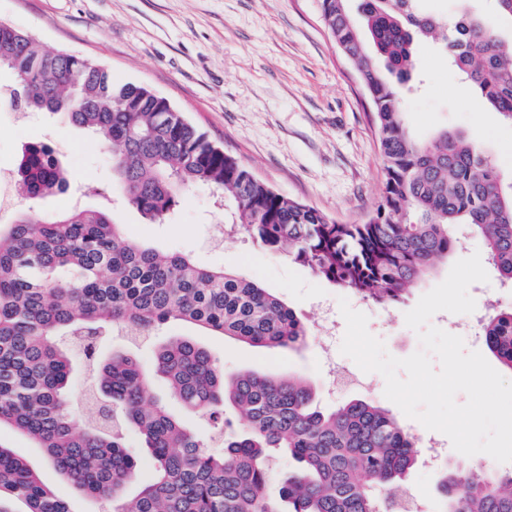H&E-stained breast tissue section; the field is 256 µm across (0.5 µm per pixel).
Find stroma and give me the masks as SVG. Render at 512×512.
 I'll use <instances>...</instances> for the list:
<instances>
[{
    "label": "stroma",
    "mask_w": 512,
    "mask_h": 512,
    "mask_svg": "<svg viewBox=\"0 0 512 512\" xmlns=\"http://www.w3.org/2000/svg\"><path fill=\"white\" fill-rule=\"evenodd\" d=\"M420 6L451 17L467 7L493 18L499 37H512V20L498 14L495 0H420ZM0 21L30 33L44 48L102 62L115 82L149 87L276 192L337 223H362L378 201L383 183L378 131L359 73L324 26L319 0H0ZM418 65L421 84L405 99L412 132L426 138L446 129L464 133L512 174V124L482 106L434 46L420 48ZM36 142L55 149L70 192L38 201L17 193L0 222L28 212L53 218L70 208V193H80L86 206L107 207L131 240L185 253L203 265L256 281L308 328L304 345L279 351L182 326L163 327L136 345L116 332L102 339L103 355L127 353L147 367L156 344L184 334L209 349L225 377L246 369L299 375L312 385L321 408L369 399L400 418L415 439L430 437V430L385 397L381 374H373L369 387L325 390L321 305L347 299L352 309L367 315L369 332L389 354L408 357L419 350L420 341L405 322L406 312L446 279L454 262L483 251L480 238L469 237L403 302L383 306L319 280L286 252L270 251L242 236L224 237L205 185L186 190L169 221L148 223L126 205L123 187L112 176V156L92 132L59 113L1 106L0 170L13 174L22 147ZM88 185L104 188V196L84 194ZM13 448L40 470L73 512H102L101 503L46 463L42 449L19 437Z\"/></svg>",
    "instance_id": "obj_1"
}]
</instances>
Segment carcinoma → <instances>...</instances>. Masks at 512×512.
I'll list each match as a JSON object with an SVG mask.
<instances>
[{"mask_svg": "<svg viewBox=\"0 0 512 512\" xmlns=\"http://www.w3.org/2000/svg\"><path fill=\"white\" fill-rule=\"evenodd\" d=\"M320 0L322 20L360 72L379 132L384 190L362 224H338L275 192L212 143L169 101L106 67L47 51L30 34L0 22V69L14 83L0 104L64 114L112 154L126 203L152 223L173 212L187 188L205 184L230 212L227 233L245 235L317 278L381 305L401 302L468 235L479 236L497 279L512 288V177L481 144L443 130L422 139L405 123L396 86L409 81L419 48L443 43L452 70L512 122V40L483 17L450 23L417 0ZM19 188L41 200L67 191L54 150L24 147ZM189 324L268 350L305 343L307 327L283 301L239 274L192 256L129 239L100 208H71L52 220L19 215L0 224V512H72L3 434L29 440L85 496L112 512H395L396 492L418 458L417 442L387 410L356 399L324 412L307 382L245 370L227 379L195 340L158 346L153 374L187 410L224 432V452L203 451L197 434L151 396L131 355L97 353L117 328L152 336ZM481 335L512 372V307H493ZM90 344L83 367L93 378L84 424L70 407V341ZM148 449L153 479L123 497L136 461L124 432ZM297 467L269 491V457ZM443 512H512V471L447 469Z\"/></svg>", "mask_w": 512, "mask_h": 512, "instance_id": "carcinoma-1", "label": "carcinoma"}]
</instances>
